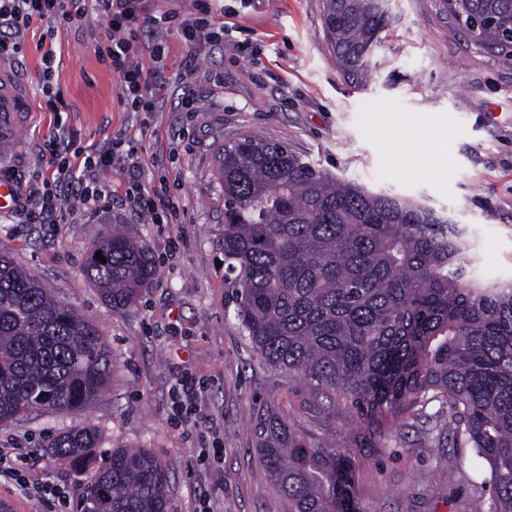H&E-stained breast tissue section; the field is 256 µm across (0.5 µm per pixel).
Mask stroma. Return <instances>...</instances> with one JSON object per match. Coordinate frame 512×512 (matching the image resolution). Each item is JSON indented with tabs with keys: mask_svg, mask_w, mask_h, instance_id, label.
<instances>
[{
	"mask_svg": "<svg viewBox=\"0 0 512 512\" xmlns=\"http://www.w3.org/2000/svg\"><path fill=\"white\" fill-rule=\"evenodd\" d=\"M323 0H244L224 44L195 49L177 31L148 28L143 44L162 40L163 68L148 53L160 111L130 112L118 103L102 16L45 39L47 21L21 36L14 64L34 114L16 151L0 161L19 192L50 177L48 140L65 129L75 145L137 141L146 178L166 175L179 202L172 223L151 224L126 202L128 171L102 170L98 204L66 195L52 224H23L0 212V255L33 273L97 326L112 354L99 397L77 413L37 411L0 423V448L27 459L26 478L64 490L67 508L0 482L9 512H78L88 473L48 456V441L71 429L96 431L100 452L145 448L169 472V512H288L254 450L252 418L272 401L309 438L326 439L350 459L356 512H466L487 472L473 449H440L404 415L375 422L303 378L264 364L233 315L224 258V192L215 179L218 151L243 136L281 142L332 175L369 190L422 202L466 228L476 274L512 280V55L477 46L440 0H392V23L371 59L365 85L336 66L322 24ZM66 111L47 110L40 93L45 52ZM199 101L183 112L185 94ZM429 121L446 130L430 165L402 171L394 129ZM120 231L147 244L158 267L153 285L116 312L82 266L92 233ZM222 449L221 461L201 450Z\"/></svg>",
	"mask_w": 512,
	"mask_h": 512,
	"instance_id": "35a3bbf8",
	"label": "stroma"
}]
</instances>
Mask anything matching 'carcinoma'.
<instances>
[{"mask_svg":"<svg viewBox=\"0 0 512 512\" xmlns=\"http://www.w3.org/2000/svg\"><path fill=\"white\" fill-rule=\"evenodd\" d=\"M377 0H323L336 65L361 85L391 19ZM474 42L512 53V0H441ZM224 277L234 317L272 368L292 372L372 418L448 411L427 434L488 466L473 512H512V281L482 279L463 230L419 201L336 179L287 145L245 136L219 151ZM106 261L95 258L96 253ZM87 278L112 309L157 277L148 246L122 233L90 240ZM112 371L98 328L0 256V422L84 410ZM256 453L288 512H352L349 460L271 405L255 418ZM83 427L46 452L91 471L83 512H168L167 469L146 449L96 461Z\"/></svg>","mask_w":512,"mask_h":512,"instance_id":"1","label":"carcinoma"}]
</instances>
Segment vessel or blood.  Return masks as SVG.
I'll return each mask as SVG.
<instances>
[{
	"label": "vessel or blood",
	"mask_w": 512,
	"mask_h": 512,
	"mask_svg": "<svg viewBox=\"0 0 512 512\" xmlns=\"http://www.w3.org/2000/svg\"><path fill=\"white\" fill-rule=\"evenodd\" d=\"M31 118L26 88L12 66L0 60V158L16 149L20 132Z\"/></svg>",
	"instance_id": "b4317fda"
}]
</instances>
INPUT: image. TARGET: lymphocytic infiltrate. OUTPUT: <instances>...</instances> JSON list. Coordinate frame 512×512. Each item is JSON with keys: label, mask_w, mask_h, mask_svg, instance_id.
<instances>
[{"label": "lymphocytic infiltrate", "mask_w": 512, "mask_h": 512, "mask_svg": "<svg viewBox=\"0 0 512 512\" xmlns=\"http://www.w3.org/2000/svg\"><path fill=\"white\" fill-rule=\"evenodd\" d=\"M95 9L102 14L109 31L114 35L108 49L112 70L118 77L121 103L133 112H155L161 107L149 89V75L143 67L135 65L138 53L136 42L139 29L162 22L177 24L185 41L202 46L223 43L230 33L229 27L210 20L213 0H194L196 13L191 18H179L170 12L162 17L150 16L143 0H94ZM82 0H0V57L18 53L15 37L36 19H59L64 24H78L86 16ZM48 148L55 170L51 178L43 180L37 190L19 199L17 212L26 223H49L59 208L62 187H69L82 203H96L100 192L97 175L118 160L129 170L126 199L139 212L149 214L152 220H161L163 214L176 213L173 200L165 190L151 186L141 177L137 162V148L126 140L111 141L82 156L80 162L72 160V143L65 134L50 139Z\"/></svg>", "instance_id": "f902f5d3"}]
</instances>
